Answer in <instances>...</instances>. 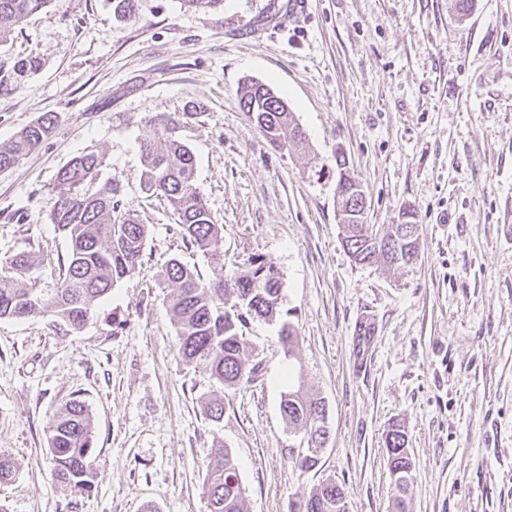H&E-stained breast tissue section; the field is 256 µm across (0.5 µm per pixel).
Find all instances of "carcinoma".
<instances>
[{
	"label": "carcinoma",
	"instance_id": "carcinoma-1",
	"mask_svg": "<svg viewBox=\"0 0 512 512\" xmlns=\"http://www.w3.org/2000/svg\"><path fill=\"white\" fill-rule=\"evenodd\" d=\"M51 0H0V42L7 39L9 25L45 8ZM40 66L36 57L0 66V92L23 85ZM239 105L277 148L298 149L306 137L288 103L270 89L252 81L240 88ZM57 116L46 112L23 128L14 141L0 146V170L12 168L54 132ZM177 123L169 119L150 122L140 140L144 158L142 174L146 192L164 198L177 216L186 243L215 255L223 241L222 225L214 223L207 204L195 184L194 155L175 136ZM104 158L96 152L81 153L58 170L49 220L70 244L69 254L59 268L58 281L43 288L27 279L32 262L26 252L0 259V319L50 315L68 329L82 328L90 319L95 302L106 298L115 284L133 274L148 236L147 225L123 209L117 180L101 188L95 184ZM336 184L350 189L356 180L346 159L336 158ZM420 225L409 227L404 241L412 262L420 242ZM347 250L360 262L379 260L394 266L392 249H376L361 236V225L347 224L343 231ZM163 283L175 288L168 297V315L179 337L178 352L187 364L204 363L216 384L205 403L208 419L224 418V387L236 386L245 373L248 343L240 326L248 318L274 321L280 316L282 282L276 266L263 255L253 257L245 269L230 279L217 273L205 280L194 268L173 258L162 272ZM280 409L288 423L315 440L328 432L323 398L299 384L284 393ZM92 430L88 410L79 399L66 403L49 425V445L57 481L72 488L90 487L93 477L88 451ZM389 472L411 477L412 462L406 448V433L399 423L389 425L385 434ZM205 488L211 512H244L243 488L234 460L223 445L214 449L207 465ZM315 512H347L342 488L324 481L303 494Z\"/></svg>",
	"mask_w": 512,
	"mask_h": 512
}]
</instances>
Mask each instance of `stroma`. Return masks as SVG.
Returning <instances> with one entry per match:
<instances>
[{
  "mask_svg": "<svg viewBox=\"0 0 512 512\" xmlns=\"http://www.w3.org/2000/svg\"><path fill=\"white\" fill-rule=\"evenodd\" d=\"M274 0L189 11L138 0H50L13 25L0 65L39 69L0 94V145L46 112L51 137L0 171V258L28 252L53 285L69 244L48 218L54 178L74 156L105 157L123 206L148 226L136 271L65 331L49 318L0 319V512H210L215 441L235 459L246 512H290L332 480L349 512H393L384 435L400 422L413 462L409 512H512V0H311L305 19L266 26ZM257 79L286 99L303 150L272 146L238 105ZM175 119L196 185L224 227L223 256L183 240L165 200L145 193L138 140ZM367 200L366 223L420 227L417 258L361 265L336 219V154ZM265 255L280 272L277 323L248 320L250 382L224 391L186 364L161 271L178 259L210 278ZM376 325L358 368L355 326ZM323 397L330 438L301 470L302 433L280 410L289 372ZM93 431L90 490L59 484L47 426L72 399Z\"/></svg>",
  "mask_w": 512,
  "mask_h": 512,
  "instance_id": "obj_1",
  "label": "stroma"
}]
</instances>
